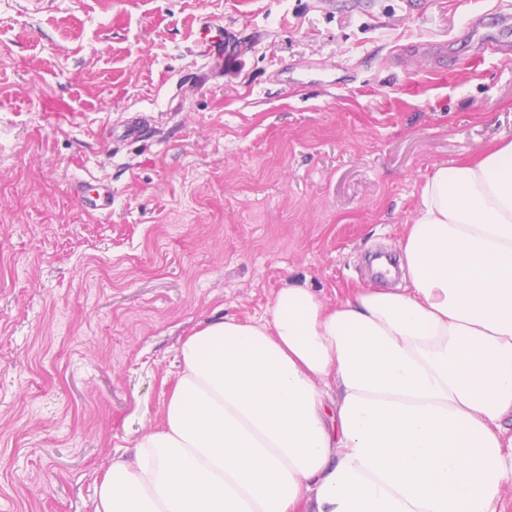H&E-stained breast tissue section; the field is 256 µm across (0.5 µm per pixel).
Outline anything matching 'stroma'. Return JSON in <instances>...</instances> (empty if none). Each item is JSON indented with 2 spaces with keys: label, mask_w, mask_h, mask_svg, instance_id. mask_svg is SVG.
<instances>
[{
  "label": "stroma",
  "mask_w": 512,
  "mask_h": 512,
  "mask_svg": "<svg viewBox=\"0 0 512 512\" xmlns=\"http://www.w3.org/2000/svg\"><path fill=\"white\" fill-rule=\"evenodd\" d=\"M473 12L512 43V0H0V512H92L201 322L402 284L371 259L426 177L512 139ZM93 177L110 214L69 195Z\"/></svg>",
  "instance_id": "35a3bbf8"
}]
</instances>
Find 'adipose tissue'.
<instances>
[{
  "label": "adipose tissue",
  "mask_w": 512,
  "mask_h": 512,
  "mask_svg": "<svg viewBox=\"0 0 512 512\" xmlns=\"http://www.w3.org/2000/svg\"><path fill=\"white\" fill-rule=\"evenodd\" d=\"M410 288L268 317L177 349L161 428L93 512H498L512 477V141L437 166L399 242Z\"/></svg>",
  "instance_id": "obj_1"
}]
</instances>
